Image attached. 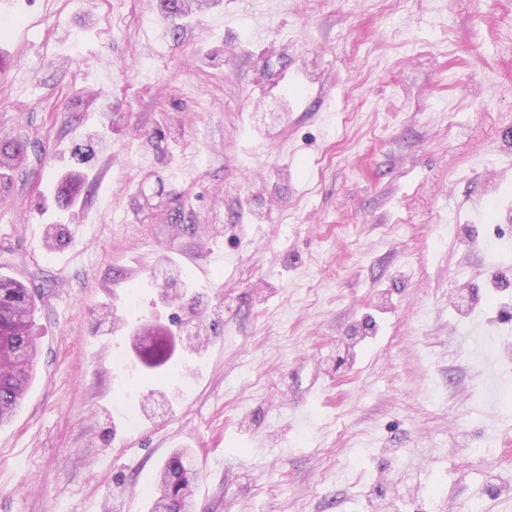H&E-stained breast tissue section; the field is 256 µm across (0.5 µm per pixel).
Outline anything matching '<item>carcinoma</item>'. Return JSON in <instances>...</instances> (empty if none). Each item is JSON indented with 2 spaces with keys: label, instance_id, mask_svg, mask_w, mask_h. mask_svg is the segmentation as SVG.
<instances>
[{
  "label": "carcinoma",
  "instance_id": "cac0c4a2",
  "mask_svg": "<svg viewBox=\"0 0 512 512\" xmlns=\"http://www.w3.org/2000/svg\"><path fill=\"white\" fill-rule=\"evenodd\" d=\"M23 144L0 139V192L8 191L10 174L25 163ZM36 302L23 282L0 276V348L22 350L27 359L0 367V425L10 421L26 392L37 356L34 336ZM197 481L195 461L180 452L161 469L151 501V512H192Z\"/></svg>",
  "mask_w": 512,
  "mask_h": 512
}]
</instances>
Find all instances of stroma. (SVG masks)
<instances>
[{
	"instance_id": "stroma-1",
	"label": "stroma",
	"mask_w": 512,
	"mask_h": 512,
	"mask_svg": "<svg viewBox=\"0 0 512 512\" xmlns=\"http://www.w3.org/2000/svg\"><path fill=\"white\" fill-rule=\"evenodd\" d=\"M1 18L27 164L0 275L34 294L38 360L0 512H148L182 450L195 512H512V320L484 288L512 280V0ZM146 323L176 341L152 369Z\"/></svg>"
}]
</instances>
